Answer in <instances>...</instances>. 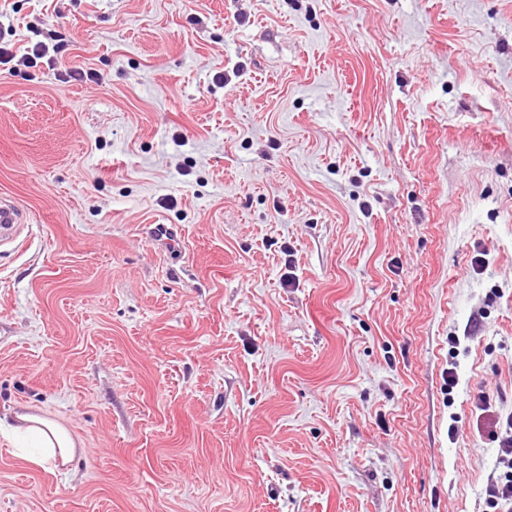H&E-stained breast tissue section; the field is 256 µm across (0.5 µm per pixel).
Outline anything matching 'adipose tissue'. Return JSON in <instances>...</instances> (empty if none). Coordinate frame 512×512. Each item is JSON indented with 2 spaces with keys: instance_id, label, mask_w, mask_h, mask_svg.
Listing matches in <instances>:
<instances>
[{
  "instance_id": "obj_1",
  "label": "adipose tissue",
  "mask_w": 512,
  "mask_h": 512,
  "mask_svg": "<svg viewBox=\"0 0 512 512\" xmlns=\"http://www.w3.org/2000/svg\"><path fill=\"white\" fill-rule=\"evenodd\" d=\"M17 419L16 433L38 450L31 464L55 470L75 459L78 444L68 428L35 413H21Z\"/></svg>"
}]
</instances>
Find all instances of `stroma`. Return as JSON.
<instances>
[{
    "label": "stroma",
    "instance_id": "obj_1",
    "mask_svg": "<svg viewBox=\"0 0 512 512\" xmlns=\"http://www.w3.org/2000/svg\"><path fill=\"white\" fill-rule=\"evenodd\" d=\"M0 26V194L30 217L0 245V512H492L512 0H0ZM23 412L75 461L31 465ZM16 419L20 424L15 432L33 448H41L37 455L28 458L31 464L56 470L75 459L78 444L68 428L35 413H20Z\"/></svg>",
    "mask_w": 512,
    "mask_h": 512
}]
</instances>
